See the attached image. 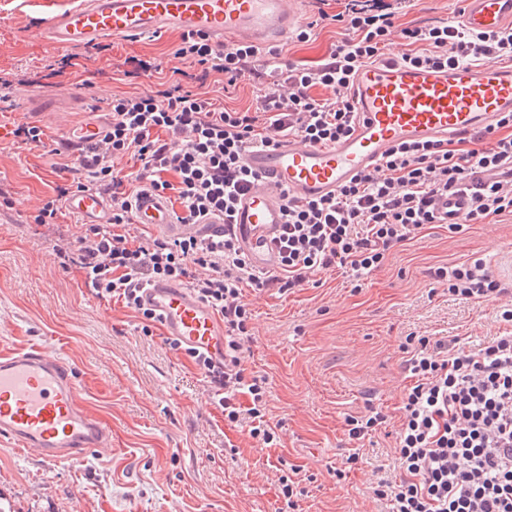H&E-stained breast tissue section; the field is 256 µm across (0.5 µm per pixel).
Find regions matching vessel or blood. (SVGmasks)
Returning a JSON list of instances; mask_svg holds the SVG:
<instances>
[{"label":"vessel or blood","mask_w":512,"mask_h":512,"mask_svg":"<svg viewBox=\"0 0 512 512\" xmlns=\"http://www.w3.org/2000/svg\"><path fill=\"white\" fill-rule=\"evenodd\" d=\"M29 2L37 8V35L59 51L170 30L201 34L220 45L231 38L261 45L303 22L298 0H72L59 8L51 0ZM463 5L461 22L470 31L512 27V0H463ZM351 96L357 116L348 138L327 146L291 140L246 153V166L257 180L242 196L236 222L258 270L277 263L270 239L284 221L283 194L318 198L373 170L398 143L444 141L494 124L501 113L512 111V70L488 63L459 64L441 72L387 58L357 71ZM84 101L75 88L29 97L35 113L63 112ZM468 205L463 195L436 202L449 223L457 222ZM66 208L87 224L109 221L106 197L93 191L72 195ZM134 220L172 236L185 230L168 201L151 192L137 200ZM143 299L160 317L167 336L213 355L223 353V325L189 288L156 282ZM0 439L52 462L112 450V433L82 404L74 372L37 348L0 355Z\"/></svg>","instance_id":"obj_1"}]
</instances>
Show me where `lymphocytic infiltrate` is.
I'll return each instance as SVG.
<instances>
[{"label": "lymphocytic infiltrate", "mask_w": 512, "mask_h": 512, "mask_svg": "<svg viewBox=\"0 0 512 512\" xmlns=\"http://www.w3.org/2000/svg\"><path fill=\"white\" fill-rule=\"evenodd\" d=\"M333 3L339 7L334 14L328 11ZM406 3L310 0L313 24L329 19L348 33L315 67L280 63L276 45L216 46L190 33L180 36L173 55L181 64L170 76H159L151 61L126 58L124 77L148 79L149 89L108 102V125L82 147L69 177L32 216L55 236L62 270L76 269L94 297L123 302L148 326L158 319L140 301L144 285L168 280L191 288L224 323V356L194 349L187 355L225 421L248 423L250 437L265 445L276 432L265 419V378L246 375L243 367L252 318L245 288L284 293L303 287L313 274L335 270L361 278L427 225L440 223L434 202L450 193H469L465 223L512 214V181L499 177L512 172L507 112L466 136V148L449 141L401 143L336 193L314 200L284 196L276 270L257 271L243 250L231 218L239 195L255 180L243 163L245 152L296 139L329 145L349 136L356 119L353 77L361 66L385 59L392 36L404 41L400 60L415 68L512 61V28L474 34L456 21L404 27ZM79 65L78 55L67 54L39 72L0 70V101L8 102L15 87L65 77ZM215 74L233 88L261 81L267 89L246 109H229L207 91ZM317 88L328 90V97L316 98ZM128 154L142 167L125 174L114 162ZM475 169L487 174L476 186L470 183ZM87 190L107 196L110 221L66 236L58 214L69 196ZM146 190L178 205L179 223L224 217L223 233L131 234L133 202ZM434 278L463 300L507 291L479 259L436 268ZM407 369L413 382L402 397V474L380 481L376 496L387 501L388 512H512V332L476 351L419 338ZM242 394L250 397L248 407L238 401Z\"/></svg>", "instance_id": "lymphocytic-infiltrate-1"}]
</instances>
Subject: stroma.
I'll use <instances>...</instances> for the list:
<instances>
[{
	"label": "stroma",
	"mask_w": 512,
	"mask_h": 512,
	"mask_svg": "<svg viewBox=\"0 0 512 512\" xmlns=\"http://www.w3.org/2000/svg\"><path fill=\"white\" fill-rule=\"evenodd\" d=\"M460 0H410L403 26L459 19ZM32 13L0 0V70L38 71L53 50L34 32ZM345 38L341 25L316 27L309 41L281 39L283 61L317 65ZM175 32L79 47L96 78L90 105L145 89L116 67L137 56L171 70ZM83 112H30L25 99L0 116V187L13 207H0V351L35 346L69 363L86 408L112 431V452L52 463L0 440V499L12 512H276L280 475L295 473L296 512H387L374 490L401 473L400 406L411 379L410 337L475 348L512 330L507 299L466 302L436 283L439 266L481 258L512 282V217L467 224L458 232L432 224L396 248L375 272L356 280L321 273L316 283L281 294L248 288L253 341L244 366L267 380V415L279 440L257 445L246 429L227 425L186 356L168 348L161 329L144 335L136 313L89 293L78 271H63L53 242L27 215L61 183L55 153L63 128ZM33 122L44 144L14 142L13 124ZM386 421L350 439L346 419L369 410ZM345 477H337V470Z\"/></svg>",
	"instance_id": "1"
}]
</instances>
